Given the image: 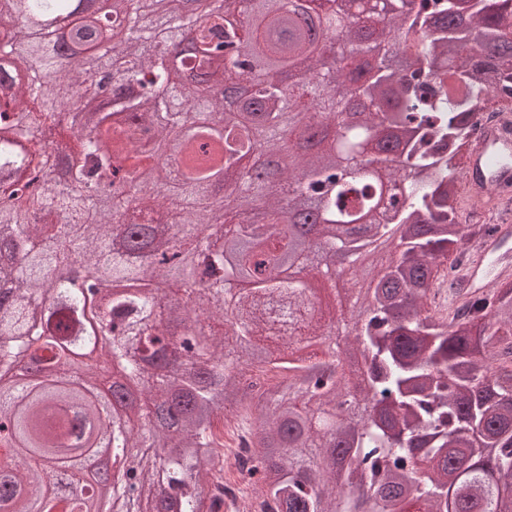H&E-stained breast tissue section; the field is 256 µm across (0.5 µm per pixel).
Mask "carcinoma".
<instances>
[{
    "label": "carcinoma",
    "instance_id": "obj_1",
    "mask_svg": "<svg viewBox=\"0 0 512 512\" xmlns=\"http://www.w3.org/2000/svg\"><path fill=\"white\" fill-rule=\"evenodd\" d=\"M220 2L196 18L172 0H112L121 44L94 46L95 30L77 18L70 38L81 52L63 68L52 34L17 14L70 16L73 0H0V377L23 352L35 368L43 348L90 343L97 295L100 358L136 390L112 407L110 432L114 461L135 482L112 485L105 512H217L216 428L228 416L254 442L255 512H512V275L445 313L434 304L451 254L474 237L462 232L459 184L476 115L491 94L512 96V0L367 4L358 37L345 0H325L316 7L337 41L330 68L268 0L230 32L224 12L238 0ZM191 22L190 63L212 82L251 53L277 69L305 55L309 76L290 100L255 76L254 95L226 123L224 99L187 91L196 77L150 51ZM109 55L114 80L139 92L87 116L81 102ZM362 56L374 65L354 97L370 111L332 136L350 113L338 88ZM398 57L410 76L393 66ZM186 125L185 171L159 192L147 165ZM302 126L321 131L293 166L249 175L248 154L290 152ZM120 158L129 171L117 181ZM221 171L248 176L247 192L224 198L211 186ZM213 225L222 233L206 249L182 248ZM389 232L401 261L366 288L354 279L351 307L339 296L335 312L316 308L301 263L331 279L338 258L357 266ZM170 282L185 287L181 309L162 304ZM338 315L359 328L349 348L367 363L369 417L346 407L343 353L319 358ZM180 330L191 367L169 377L166 337ZM250 371L272 373L257 401ZM98 379L0 385V431H11L0 512L63 507L42 471L61 456L65 406L97 410ZM365 481L370 497L355 494Z\"/></svg>",
    "mask_w": 512,
    "mask_h": 512
}]
</instances>
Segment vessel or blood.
<instances>
[{
  "mask_svg": "<svg viewBox=\"0 0 512 512\" xmlns=\"http://www.w3.org/2000/svg\"><path fill=\"white\" fill-rule=\"evenodd\" d=\"M462 192L476 214L494 229L448 291L455 303L485 291L496 278L512 274V127L479 124L474 147L464 164Z\"/></svg>",
  "mask_w": 512,
  "mask_h": 512,
  "instance_id": "1",
  "label": "vessel or blood"
}]
</instances>
